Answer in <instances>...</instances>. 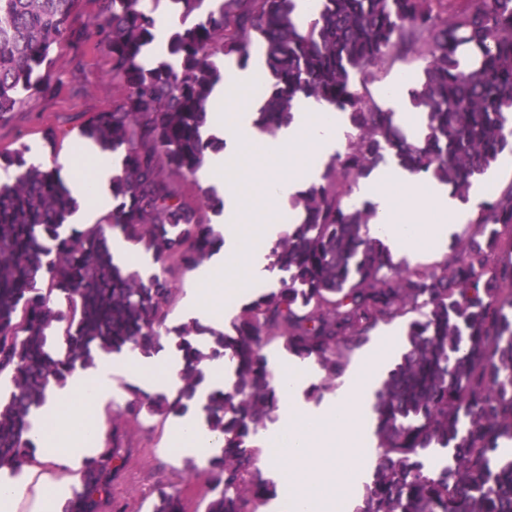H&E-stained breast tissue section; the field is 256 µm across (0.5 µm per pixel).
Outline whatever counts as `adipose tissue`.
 Here are the masks:
<instances>
[{"label":"adipose tissue","instance_id":"adipose-tissue-1","mask_svg":"<svg viewBox=\"0 0 512 512\" xmlns=\"http://www.w3.org/2000/svg\"><path fill=\"white\" fill-rule=\"evenodd\" d=\"M263 67L258 55L244 67L226 65L212 91L216 110L229 104L234 107L229 118L207 123L208 133L223 140L224 146L210 153L198 173L223 199L224 244L207 264L191 273L182 301L183 315L204 325L235 313L250 296L251 286H268L279 278L268 246L286 226L275 207L289 204L317 182L323 160L345 146L346 114L312 99L298 101L291 123L275 134L262 132L256 124L261 102L248 89ZM63 167L73 173L68 187L80 204L72 223H90L111 209L115 157L102 155L87 143L78 156L64 160ZM357 196L375 207L386 227L383 241L398 257L443 245L473 218L481 201L480 189H473L463 201L433 177L419 178L383 164L361 181ZM238 268L245 274V286L225 283V276ZM180 369L181 359L173 350L153 357L137 350L102 356L95 366L74 372L64 386L52 388L47 405L32 416L33 428L47 454L83 458L91 454L98 436L97 426L86 421L84 410L111 403L115 373L132 372L149 390H171L179 384Z\"/></svg>","mask_w":512,"mask_h":512}]
</instances>
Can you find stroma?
Listing matches in <instances>:
<instances>
[{
  "label": "stroma",
  "instance_id": "stroma-1",
  "mask_svg": "<svg viewBox=\"0 0 512 512\" xmlns=\"http://www.w3.org/2000/svg\"><path fill=\"white\" fill-rule=\"evenodd\" d=\"M54 57L49 86L35 93L9 122L0 123V149L28 145L49 167L56 166L59 157L77 152L83 142L81 126L95 113L110 109L115 99L110 65L103 52L81 42L63 46ZM51 129L59 138L54 145L45 138ZM178 424L175 418L162 424L144 416L132 426L126 467L112 490L124 512H150L163 485L181 489L190 512L199 507L201 485L182 478L185 457L178 454L173 442ZM80 465L77 459L41 455L39 465L27 469L22 477L16 512H32L34 501L49 488L62 489V497L50 499V512H62L78 484Z\"/></svg>",
  "mask_w": 512,
  "mask_h": 512
}]
</instances>
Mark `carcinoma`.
<instances>
[{"instance_id":"carcinoma-1","label":"carcinoma","mask_w":512,"mask_h":512,"mask_svg":"<svg viewBox=\"0 0 512 512\" xmlns=\"http://www.w3.org/2000/svg\"><path fill=\"white\" fill-rule=\"evenodd\" d=\"M167 0H99L80 39L109 59L118 99L80 134L120 153L112 210L88 229L68 224L78 208L55 169L28 161L22 144L0 150V472L37 461L42 442L30 416L96 356L138 349L181 354L176 391L126 385L123 408L101 447L83 458L65 512H104L126 465L129 426L143 415L164 422L197 413L223 439L204 466L203 512H260L287 492L266 475L259 430L279 417L282 395L266 346L280 340L322 372L308 397L336 386L347 354L380 322L412 315L405 350L377 390L378 454L354 512H512V185L480 204L469 240L427 267L393 259L375 235L376 211L359 202L361 179L389 157L415 176H431L467 198L473 179L512 149V0H317L306 26L294 0H172L180 28L169 60L143 62ZM78 0H0V123L51 79L55 50L74 40ZM265 57L257 121L272 134L292 120L295 102L313 98L347 115L351 132L321 180L291 202L300 217L270 246L285 276L253 292L218 330L169 316L181 276L223 244L209 213L223 208L212 187L186 195L181 181L219 148L206 137L210 95L223 78L216 63L246 66ZM470 59L462 63V49ZM424 61L415 108L426 134L411 141L368 85L397 56ZM152 255L143 274L113 261L112 234ZM233 366V385L206 398L208 363ZM430 448H450L431 468ZM152 512H188L176 490H158Z\"/></svg>"}]
</instances>
